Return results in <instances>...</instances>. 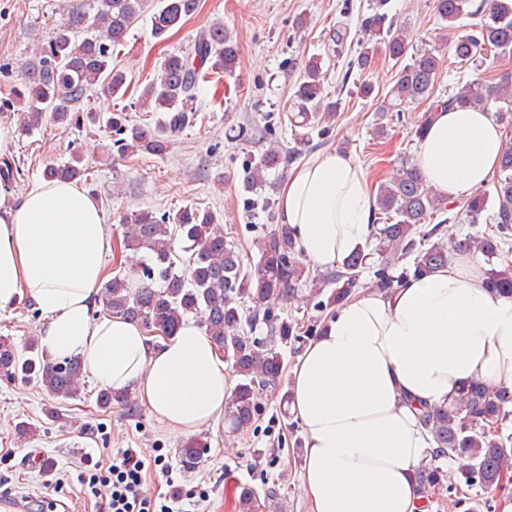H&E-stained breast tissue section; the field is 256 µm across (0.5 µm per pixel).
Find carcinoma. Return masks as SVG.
I'll return each instance as SVG.
<instances>
[{
	"label": "carcinoma",
	"mask_w": 512,
	"mask_h": 512,
	"mask_svg": "<svg viewBox=\"0 0 512 512\" xmlns=\"http://www.w3.org/2000/svg\"><path fill=\"white\" fill-rule=\"evenodd\" d=\"M389 0H377L374 12L363 18L364 33L385 45L388 57L399 63L396 83L383 105L385 112L433 99L413 135L422 139L440 109H495L499 118L512 113V74L500 77L493 85L477 77L443 98H433L440 58L433 51L409 54L412 47L407 31L390 19L384 7ZM146 0H96L95 34L77 40L89 28L87 13L72 8L54 24L52 37L40 47L39 55L25 63V81L10 89L9 95L29 103L23 114V128L39 125L43 117L59 123L72 121V113L82 109L90 93L101 90L116 96L126 84V73L112 66V48L125 40L133 23L144 11ZM199 0H161L152 15L156 38L180 28L194 15ZM438 17L455 27L469 16L479 19L472 33L456 38L448 56L458 69L477 64L485 55L512 54V0H435ZM375 47L366 41L347 62L348 70L370 67ZM238 44L222 23L209 25L183 54L166 57L160 73L140 95L142 106L164 112V134L148 132L130 123L126 114L115 112L109 126L117 139L120 155L146 151L162 155L170 148V135L196 124L193 107L213 70L232 74L238 64ZM322 58L305 61L289 110V122L297 128L295 146L265 148L250 160L242 190L252 192L267 185L268 173L292 163L301 156L299 146L310 141V134L327 133L324 124L335 117L340 100L324 93ZM75 163L48 165L47 180L79 181L85 169ZM494 209L490 218L496 224L493 234L468 236L446 242V223L465 213L471 224L480 223L483 214ZM374 224L369 240L381 261L373 270L374 287L392 289L408 277H423L448 263L452 252L465 249L482 255L492 264L487 286L512 295V147L505 148L494 182V191L479 190L460 204L436 197L416 165L405 162L379 186L374 201ZM181 239V257L174 248ZM120 247L138 257L130 274L116 275L101 286L100 297L112 315L133 321L144 328L159 329V338L175 335L187 315L200 317V323L225 361L238 376L224 409V424L232 433H244L261 412L260 397L265 388L278 381L285 369L282 348L301 340V327L294 320L271 316L264 308L270 298H291L309 284L324 299L317 308L326 311L341 305L364 287L361 276L369 268L370 254L359 248L342 265L322 278L312 275L302 253L297 250L288 227L275 225L257 242L259 258L250 270L244 269L239 249L224 240L209 210L186 207L170 215L156 217L141 212L125 223ZM252 304V314L243 313L241 301ZM270 328V340L253 335L258 322ZM82 357L52 358L46 353L26 358L12 341L0 338V373L22 375L42 385L53 398L78 395L83 376ZM129 401L125 390L105 389L97 403L107 410ZM512 399L505 393L493 394L479 381L468 384L451 405L427 410L421 415L425 429L437 445L436 461L422 467L417 482L423 493H453L459 484L469 488L499 489L502 475L512 473V434L501 433L506 421V405ZM451 460L455 469L446 470L441 460ZM241 512H259L258 493L241 487L238 500Z\"/></svg>",
	"instance_id": "obj_1"
}]
</instances>
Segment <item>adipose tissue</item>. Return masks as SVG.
<instances>
[{
  "mask_svg": "<svg viewBox=\"0 0 512 512\" xmlns=\"http://www.w3.org/2000/svg\"><path fill=\"white\" fill-rule=\"evenodd\" d=\"M490 112L434 113L417 165L441 199L488 188L505 148ZM373 201L355 160L331 151L291 173L278 223L314 268L340 265L371 230ZM113 249L98 203L72 182L36 183L0 211V312L24 294L45 314L43 344L83 356L95 380L136 390L170 432L221 415L232 382L192 320L149 350L142 326L92 317ZM486 265L454 255L390 291L365 289L338 307L290 372L303 429L299 491L311 512H428L414 473L434 458L423 407L458 398L472 380L512 391V297L486 286Z\"/></svg>",
  "mask_w": 512,
  "mask_h": 512,
  "instance_id": "adipose-tissue-1",
  "label": "adipose tissue"
}]
</instances>
